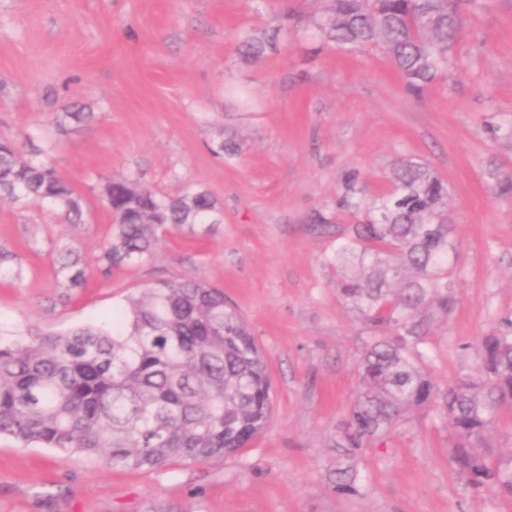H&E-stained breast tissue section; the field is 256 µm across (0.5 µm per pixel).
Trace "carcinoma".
Listing matches in <instances>:
<instances>
[{
    "instance_id": "obj_1",
    "label": "carcinoma",
    "mask_w": 512,
    "mask_h": 512,
    "mask_svg": "<svg viewBox=\"0 0 512 512\" xmlns=\"http://www.w3.org/2000/svg\"><path fill=\"white\" fill-rule=\"evenodd\" d=\"M312 20L324 41L340 48H381L419 95L448 67L471 0H321ZM76 108L57 127L87 124ZM359 174L344 179L336 207L357 219L328 257L352 266L337 290L374 335L359 370L355 398L329 447L338 494L359 492L355 461L372 441L415 410L448 420V463L477 492L512 499V450L486 446L512 412V322L483 337L473 375L439 387L424 366L434 321L455 303L448 259L456 246L441 212L446 188L423 164L401 161L392 187L365 203ZM101 199L115 232L104 250L107 268L151 256L162 232L221 224L213 195L188 188L171 197L128 178H106ZM0 200L45 207L82 224L85 198L46 160L0 141ZM64 286L79 288L86 272L63 253ZM273 409L268 365L248 324L224 291L193 279L160 281L112 313V327L81 326L64 334L0 327V435L22 446L83 454L113 468L148 470L176 462H208L236 454L267 427Z\"/></svg>"
}]
</instances>
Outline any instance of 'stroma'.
Returning a JSON list of instances; mask_svg holds the SVG:
<instances>
[{
    "label": "stroma",
    "instance_id": "35a3bbf8",
    "mask_svg": "<svg viewBox=\"0 0 512 512\" xmlns=\"http://www.w3.org/2000/svg\"><path fill=\"white\" fill-rule=\"evenodd\" d=\"M319 0H0V139L51 161L91 203L68 224L0 201V326L63 333L111 322L127 296L191 278L224 291L268 363L274 408L241 453L143 471L0 436V512H512L448 464L451 430L408 415L360 454V494L329 485L328 447L359 385L371 333L336 290L325 258L348 217L347 171L371 199L410 158L448 187L455 303L424 350L439 386L475 373L479 339L512 321V0H474L452 67L421 94L375 48L339 51L294 37ZM246 34L276 35L257 58ZM96 118L57 131L72 105ZM242 154L226 159L219 140ZM106 177L166 195L209 190L220 224L161 235L152 257L102 269L112 216ZM336 218L330 233L311 223ZM88 279L66 288L59 253ZM21 279H14V271Z\"/></svg>",
    "mask_w": 512,
    "mask_h": 512
}]
</instances>
